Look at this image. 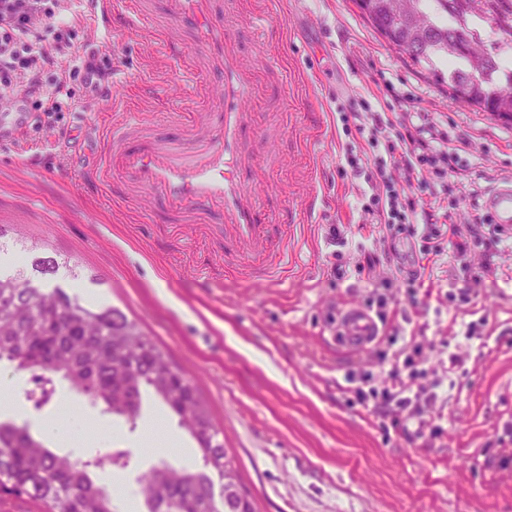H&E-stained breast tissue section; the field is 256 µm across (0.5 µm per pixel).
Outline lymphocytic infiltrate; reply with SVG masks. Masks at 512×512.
Listing matches in <instances>:
<instances>
[{
  "mask_svg": "<svg viewBox=\"0 0 512 512\" xmlns=\"http://www.w3.org/2000/svg\"><path fill=\"white\" fill-rule=\"evenodd\" d=\"M87 26V15L73 0H0V110L35 112L51 127L74 107V95L85 100L99 98L112 79V67L107 52L89 48L78 39V30ZM353 118L357 131L365 135L363 150L373 154L379 176L371 184L364 213L383 239L417 244L418 254L404 273L406 293L416 298L425 285L427 263L440 261L446 244H454L465 255L478 242L477 237L464 234L448 209L445 177L457 156L449 152L447 143L424 138L410 112L385 119L367 109L354 113ZM384 125L394 129L392 139L379 140ZM430 170L437 177L434 202L422 209L410 189L425 181ZM378 263L375 253L369 252L357 265L358 272L366 276L369 300L377 307L383 330L360 361L389 365V383L379 391L367 390L358 386L350 372L345 376L347 392L361 406L388 417L397 432L407 433L414 425L440 434V426L427 411L439 399L441 381L427 366L422 342L413 337L400 342L392 336L385 292L391 287L393 271L379 269Z\"/></svg>",
  "mask_w": 512,
  "mask_h": 512,
  "instance_id": "f902f5d3",
  "label": "lymphocytic infiltrate"
}]
</instances>
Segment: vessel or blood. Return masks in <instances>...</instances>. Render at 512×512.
<instances>
[{
	"label": "vessel or blood",
	"mask_w": 512,
	"mask_h": 512,
	"mask_svg": "<svg viewBox=\"0 0 512 512\" xmlns=\"http://www.w3.org/2000/svg\"><path fill=\"white\" fill-rule=\"evenodd\" d=\"M93 25L150 31L169 57L190 54V70L221 79L220 87L198 85L197 112H175L181 134L157 137L141 114L120 130L103 132L95 174L103 183L120 179L132 194H150L182 224L224 226V270L245 281L280 278L288 265L287 244H274L260 210L250 201L257 159L247 148L252 126L248 102L257 91L259 69L238 28L239 0H166V23L156 26L151 0H87ZM189 40H182V33ZM196 53H189L190 42ZM494 223L512 231V180L487 192L482 203ZM377 323L360 307L342 317L339 340L358 350L369 346Z\"/></svg>",
	"instance_id": "vessel-or-blood-1"
}]
</instances>
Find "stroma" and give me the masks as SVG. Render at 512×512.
<instances>
[{"mask_svg":"<svg viewBox=\"0 0 512 512\" xmlns=\"http://www.w3.org/2000/svg\"><path fill=\"white\" fill-rule=\"evenodd\" d=\"M261 17L268 36L249 49L259 67L281 64L288 74V106L267 88L249 103L259 157L276 153L253 187V201L269 224L291 227L283 280L251 283L224 275V230L219 224H172L149 196H127L120 180L96 183L102 149L91 129L122 124L128 110L143 113L160 134L175 133L172 113L188 103L192 79L182 60L162 56L148 33L89 27L90 43L112 49V70L127 89L120 109L100 101L66 113V135L28 126L0 146V216L8 245L44 244L69 259L56 280L79 281L92 299L112 305L166 351L198 388L235 456L258 512H512V237L491 260L496 277H479L482 250L459 255L447 247L432 275L440 293L409 300L395 275L391 309L402 336H426L430 365L449 354L461 362L447 374L434 414L436 439L384 434L382 420L342 393L352 352L335 336L348 307L364 305L367 290L356 264L372 249L362 210L371 194L372 161L353 168L347 149L362 138L345 131L341 113L408 105L415 125L434 127L449 146L460 140L464 177L449 174L458 223L481 213L473 187L488 191L512 179V123L455 100L407 57L391 51L354 0H250L244 27ZM36 155L37 171L25 168ZM340 225L345 246L330 228ZM347 270L343 281L335 264ZM474 289L476 306L461 301ZM479 336L466 337L469 322ZM18 404L12 418L29 426L66 419L78 410L91 419L73 456L98 450L94 426L110 422L113 447L131 453L137 468L116 472V490L134 485L138 469L158 462L142 430L107 419L99 408L60 384L51 403L27 401L29 372L0 364Z\"/></svg>","mask_w":512,"mask_h":512,"instance_id":"35a3bbf8","label":"stroma"}]
</instances>
